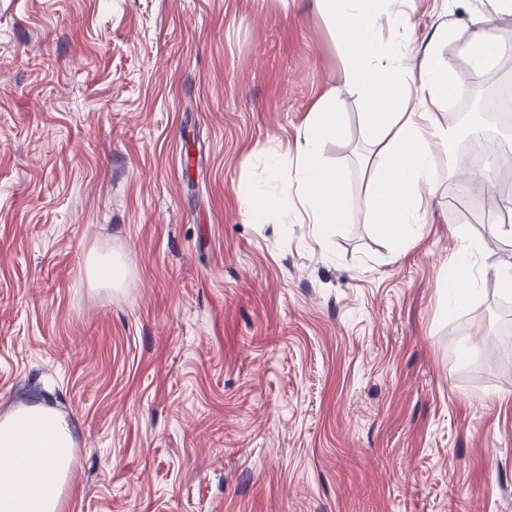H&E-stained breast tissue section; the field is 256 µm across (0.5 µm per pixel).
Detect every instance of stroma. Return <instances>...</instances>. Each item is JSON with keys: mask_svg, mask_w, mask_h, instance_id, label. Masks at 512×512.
<instances>
[{"mask_svg": "<svg viewBox=\"0 0 512 512\" xmlns=\"http://www.w3.org/2000/svg\"><path fill=\"white\" fill-rule=\"evenodd\" d=\"M493 7L407 0L382 43L412 71L450 25L467 96L512 80L461 51ZM351 67L315 0H0V419L71 420L62 512H512V240L460 212L470 132L444 104L424 232H377ZM330 90L345 223L297 202L250 223ZM456 227L478 246L462 303ZM94 253L122 286L90 282Z\"/></svg>", "mask_w": 512, "mask_h": 512, "instance_id": "obj_1", "label": "stroma"}]
</instances>
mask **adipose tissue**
Listing matches in <instances>:
<instances>
[{"label":"adipose tissue","mask_w":512,"mask_h":512,"mask_svg":"<svg viewBox=\"0 0 512 512\" xmlns=\"http://www.w3.org/2000/svg\"><path fill=\"white\" fill-rule=\"evenodd\" d=\"M330 21L347 34L353 60L351 83L364 95L366 124L375 149L366 164L372 172L363 207L385 236L425 226L426 196L438 181L440 146L447 137L435 111L448 98L452 69L436 53L404 79L395 47L377 51L384 27L405 21L404 0H317ZM336 95L316 102L305 126L295 166L279 169L284 189H296L312 223H343L348 203L335 169L321 159L325 142L339 138ZM73 462L72 426L62 414L29 412L27 420L0 421V512H61Z\"/></svg>","instance_id":"ef3b65f1"}]
</instances>
